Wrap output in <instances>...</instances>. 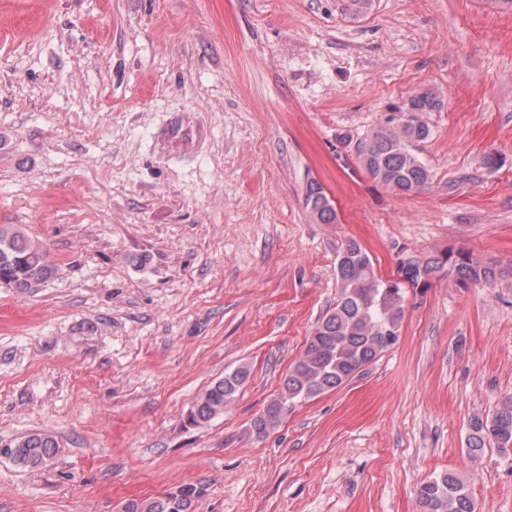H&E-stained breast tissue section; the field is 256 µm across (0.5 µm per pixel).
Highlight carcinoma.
Instances as JSON below:
<instances>
[{
    "mask_svg": "<svg viewBox=\"0 0 512 512\" xmlns=\"http://www.w3.org/2000/svg\"><path fill=\"white\" fill-rule=\"evenodd\" d=\"M439 107L436 95L419 92L400 111L433 112ZM429 136L425 123L416 128L410 124L395 127L390 118L367 133L363 139L367 147L358 150V161L374 181L394 192H421L432 176L413 147ZM304 202L319 223L336 221L335 208L318 182L307 184ZM450 271L458 280L476 284L488 283L496 276L493 269L468 254L451 251L400 264L397 277L385 279L376 274L368 252L358 242L347 241L336 262V302L317 320L303 353L290 366L283 388L253 419L252 433L258 438L266 435L298 404L341 387L376 362L392 348L385 338L401 335L406 288L423 294ZM57 272L42 242L15 224L0 225V280H6V286L33 292ZM249 376V369L240 366L212 382L188 413V424L200 426L223 415L224 407L234 401ZM490 443L512 449V397L502 400L492 413L474 414L468 420V453L476 456ZM7 450L16 466L37 471L55 456L57 442L52 434L39 431L16 439ZM203 494V488L185 484L174 493L130 499L120 512H190ZM416 498L420 512H476L467 484L451 471L422 481Z\"/></svg>",
    "mask_w": 512,
    "mask_h": 512,
    "instance_id": "cac0c4a2",
    "label": "carcinoma"
}]
</instances>
